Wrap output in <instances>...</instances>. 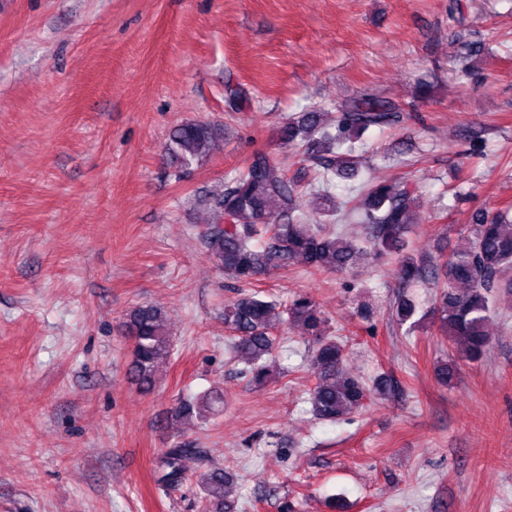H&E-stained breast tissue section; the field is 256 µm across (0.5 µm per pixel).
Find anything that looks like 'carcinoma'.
<instances>
[{
	"instance_id": "obj_1",
	"label": "carcinoma",
	"mask_w": 512,
	"mask_h": 512,
	"mask_svg": "<svg viewBox=\"0 0 512 512\" xmlns=\"http://www.w3.org/2000/svg\"><path fill=\"white\" fill-rule=\"evenodd\" d=\"M401 120L398 106L373 97L341 105L333 127L323 124L322 113L315 106L290 118L280 126L278 135L290 146L305 148L318 171L312 199L324 223L305 222L295 183L280 165L261 155L212 198V207L223 223L212 224L206 231L210 258L225 274L247 281L263 267L287 269L302 263L313 272L349 273L368 254H395L399 256L397 277L402 291L396 295L392 315L401 326H418L416 307L406 289L424 277L426 266L405 251V236L414 224L416 187L403 180L370 182L346 202L331 191L335 178L355 180L361 176V154L355 140L372 127H391ZM216 140L212 124L186 122L170 132L168 150L180 167H189L205 160ZM351 215L368 225L366 248L329 228L337 218ZM465 232L466 246L431 271L443 286L430 316L462 358L476 361L491 342L487 330L491 313L512 306V276L507 275L512 270V208L475 211ZM284 323L300 328L316 342L312 368L317 383L309 393L314 415L335 421L359 409L368 389L341 371L343 346L325 335L326 318L307 296L296 298L284 310L258 292L224 306V325L233 332L235 352L250 367L252 382L258 386L266 382L267 361L276 348L277 329ZM123 327L132 341L131 378L139 390L148 393L156 383L158 361L171 353L162 312L153 305L138 306L127 315ZM223 403L224 394L216 391L195 402H182L178 416L204 418ZM187 456L201 458L205 451L186 443L167 449L159 460L158 482L180 484ZM202 484L205 512H229L233 503L224 471L204 474Z\"/></svg>"
}]
</instances>
